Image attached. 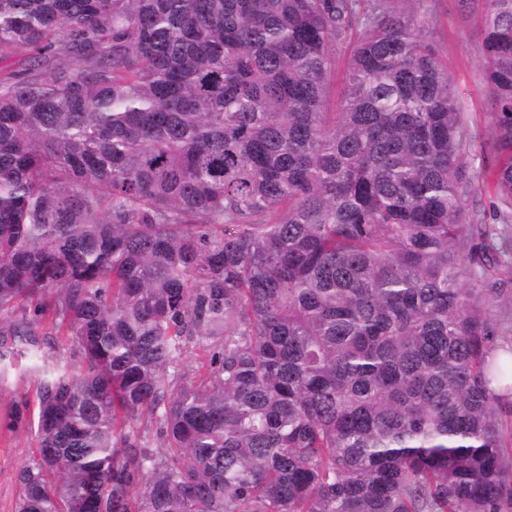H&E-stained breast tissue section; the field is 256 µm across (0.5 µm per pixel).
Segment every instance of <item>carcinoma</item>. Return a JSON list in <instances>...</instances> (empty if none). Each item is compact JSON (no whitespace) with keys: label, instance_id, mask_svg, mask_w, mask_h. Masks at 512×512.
<instances>
[{"label":"carcinoma","instance_id":"obj_1","mask_svg":"<svg viewBox=\"0 0 512 512\" xmlns=\"http://www.w3.org/2000/svg\"><path fill=\"white\" fill-rule=\"evenodd\" d=\"M433 2L0 0L17 512H512V0L477 166ZM40 345L30 349L17 343L16 356L7 362V370L0 373V512H15V504L19 494L17 475L26 463L34 446V432L20 430L11 432L5 427L4 418L13 403L27 396L35 397V381L37 373L35 365L41 357L59 358L66 362L72 371L80 365V359L73 353L70 344L60 342L57 336H38ZM33 353L40 356L35 359Z\"/></svg>","mask_w":512,"mask_h":512}]
</instances>
